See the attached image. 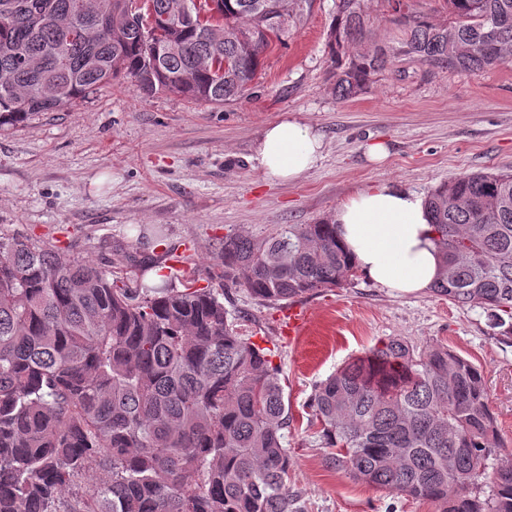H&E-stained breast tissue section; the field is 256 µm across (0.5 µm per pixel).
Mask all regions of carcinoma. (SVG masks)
Wrapping results in <instances>:
<instances>
[{"mask_svg": "<svg viewBox=\"0 0 512 512\" xmlns=\"http://www.w3.org/2000/svg\"><path fill=\"white\" fill-rule=\"evenodd\" d=\"M0 0V127L125 77L143 94L222 106L244 99L272 43L315 0H217L224 43L198 25H153L176 0ZM392 4L403 38L364 47L368 0H335V95L363 92L395 56L434 69L512 63V0H443L447 18ZM112 14L116 39L95 33ZM53 86L57 94H46ZM442 268L433 292L481 308L512 337V174L464 173L426 197ZM129 266L60 260L0 230V512H56L89 468L104 473L69 512H302L288 488L289 405L273 351L237 329L224 293L266 305L357 277L335 225L272 224L224 236L207 285L138 284ZM310 407L349 477L425 499L436 512H512V468L482 370L439 343L391 337L320 382ZM456 472L448 473V457Z\"/></svg>", "mask_w": 512, "mask_h": 512, "instance_id": "carcinoma-1", "label": "carcinoma"}]
</instances>
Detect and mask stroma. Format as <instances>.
Returning a JSON list of instances; mask_svg holds the SVG:
<instances>
[{
    "label": "stroma",
    "instance_id": "35a3bbf8",
    "mask_svg": "<svg viewBox=\"0 0 512 512\" xmlns=\"http://www.w3.org/2000/svg\"><path fill=\"white\" fill-rule=\"evenodd\" d=\"M334 0H317L287 45L266 53L252 94L221 106L168 94L144 95L120 79L60 112L0 130V228L97 263L141 272L162 265L169 286L188 268L218 262L224 236L269 224L331 219L355 191L392 180L428 193L461 173H512V64L468 73L440 71L404 57L355 98L336 99L330 26ZM386 0H370L372 44L403 35ZM291 112L324 136L323 155L298 182L265 180L253 158L261 129ZM385 142L380 165L366 147ZM165 229L155 244L150 227ZM310 312L303 335L281 331L282 307L235 289L224 295L244 335L270 343L283 370L292 423L288 478L304 512H434L432 503L373 488L325 463L320 425L308 401L316 385L380 341L448 345L487 380L500 436L512 454V339L481 308L432 290L397 295L364 275L297 298Z\"/></svg>",
    "mask_w": 512,
    "mask_h": 512
}]
</instances>
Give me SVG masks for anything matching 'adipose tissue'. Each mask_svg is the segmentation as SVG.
I'll return each instance as SVG.
<instances>
[{
	"mask_svg": "<svg viewBox=\"0 0 512 512\" xmlns=\"http://www.w3.org/2000/svg\"><path fill=\"white\" fill-rule=\"evenodd\" d=\"M323 138L311 124L283 114L265 125L253 152L266 180L301 179L321 159ZM336 236L358 271L377 287L416 293L431 286L441 270L424 197L392 181L357 190L332 216Z\"/></svg>",
	"mask_w": 512,
	"mask_h": 512,
	"instance_id": "1",
	"label": "adipose tissue"
}]
</instances>
